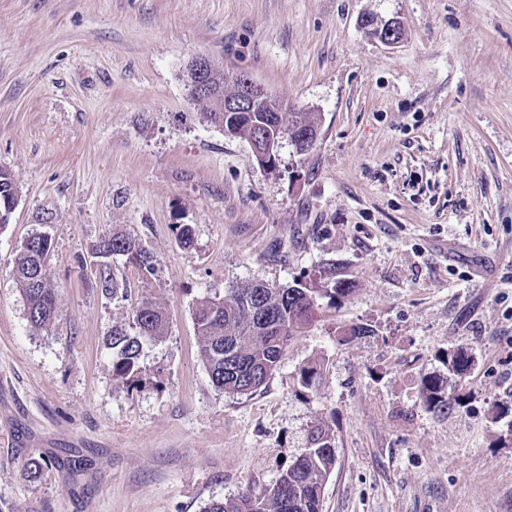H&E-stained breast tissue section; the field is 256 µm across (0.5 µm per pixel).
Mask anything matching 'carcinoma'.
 Here are the masks:
<instances>
[{
    "instance_id": "cac0c4a2",
    "label": "carcinoma",
    "mask_w": 512,
    "mask_h": 512,
    "mask_svg": "<svg viewBox=\"0 0 512 512\" xmlns=\"http://www.w3.org/2000/svg\"><path fill=\"white\" fill-rule=\"evenodd\" d=\"M261 131L277 137L288 133L286 141L300 148V136L316 131L309 112H252L244 123L235 127L233 136L250 140ZM19 195L12 174L0 169V215ZM50 242L32 236L20 246L15 261L14 279L24 297L30 324L46 329L56 312V292L48 272L40 279L29 276L33 266L46 259ZM97 251L103 255L123 256L143 274H153V255L132 237L114 235L101 240ZM352 291L343 280H330L314 288L303 279L286 286L249 280L228 289L222 298L202 297L196 301L192 315L200 341V356L208 369L212 384L229 394L256 392L280 367L289 342L305 329L318 301L334 303ZM132 322L136 332L112 328L109 345L116 351L113 374L125 380L136 378L143 342L160 340L166 335L167 321L163 310L150 300L135 309ZM472 359L460 349L448 356V379L430 376L422 380L420 397L426 408L448 415L459 398L455 395L456 379L470 371ZM336 465V435L322 422L310 435L309 452L283 472L276 483L260 495L210 503L205 512H322V489Z\"/></svg>"
}]
</instances>
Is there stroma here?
Masks as SVG:
<instances>
[{"label": "stroma", "instance_id": "obj_1", "mask_svg": "<svg viewBox=\"0 0 512 512\" xmlns=\"http://www.w3.org/2000/svg\"><path fill=\"white\" fill-rule=\"evenodd\" d=\"M197 56L312 113L315 145L261 168L189 98ZM1 168L19 205L0 229V512H204L272 487L324 420L323 512H512V423L492 419L512 408V0H0ZM117 233L154 275L95 253ZM34 234L57 293L43 331L12 272ZM329 268L352 292L266 385L216 389L196 300ZM144 298L168 328L131 382L108 336ZM356 324L370 335H341ZM460 348V405L428 411L422 379Z\"/></svg>", "mask_w": 512, "mask_h": 512}]
</instances>
